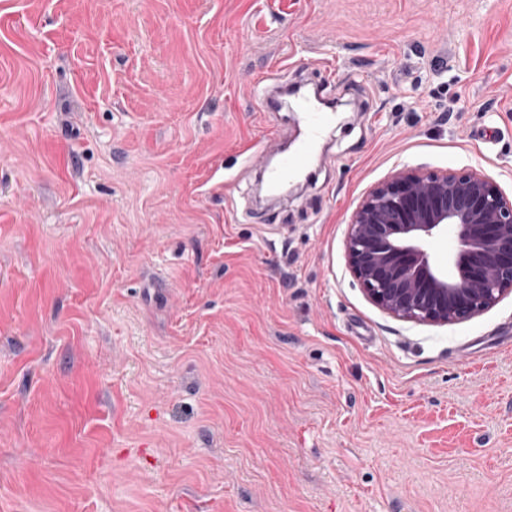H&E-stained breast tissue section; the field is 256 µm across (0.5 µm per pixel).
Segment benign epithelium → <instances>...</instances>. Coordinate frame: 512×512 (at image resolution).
I'll return each instance as SVG.
<instances>
[{
    "label": "benign epithelium",
    "instance_id": "benign-epithelium-1",
    "mask_svg": "<svg viewBox=\"0 0 512 512\" xmlns=\"http://www.w3.org/2000/svg\"><path fill=\"white\" fill-rule=\"evenodd\" d=\"M450 228L447 273L429 245ZM346 256L367 298L392 316L472 319L512 292V197L482 171L397 170L352 212Z\"/></svg>",
    "mask_w": 512,
    "mask_h": 512
}]
</instances>
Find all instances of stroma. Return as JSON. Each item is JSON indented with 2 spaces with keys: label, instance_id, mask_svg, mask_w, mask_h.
<instances>
[{
  "label": "stroma",
  "instance_id": "obj_1",
  "mask_svg": "<svg viewBox=\"0 0 512 512\" xmlns=\"http://www.w3.org/2000/svg\"><path fill=\"white\" fill-rule=\"evenodd\" d=\"M338 112L260 202V80ZM512 193V0H0V512H512V293L373 305L401 168Z\"/></svg>",
  "mask_w": 512,
  "mask_h": 512
}]
</instances>
